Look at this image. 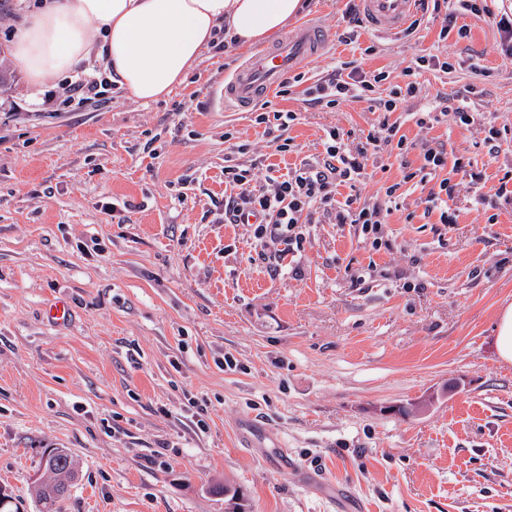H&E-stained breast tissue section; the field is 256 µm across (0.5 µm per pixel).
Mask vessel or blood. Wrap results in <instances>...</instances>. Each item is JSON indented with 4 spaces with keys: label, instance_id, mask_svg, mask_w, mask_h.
<instances>
[{
    "label": "vessel or blood",
    "instance_id": "vessel-or-blood-1",
    "mask_svg": "<svg viewBox=\"0 0 512 512\" xmlns=\"http://www.w3.org/2000/svg\"><path fill=\"white\" fill-rule=\"evenodd\" d=\"M370 26L380 33L401 30L415 11L416 0H360ZM324 43L321 26L300 25L275 45L248 58L225 81L220 104L228 112H244L267 98L300 65L313 61Z\"/></svg>",
    "mask_w": 512,
    "mask_h": 512
}]
</instances>
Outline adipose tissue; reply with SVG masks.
<instances>
[{
    "instance_id": "1",
    "label": "adipose tissue",
    "mask_w": 512,
    "mask_h": 512,
    "mask_svg": "<svg viewBox=\"0 0 512 512\" xmlns=\"http://www.w3.org/2000/svg\"><path fill=\"white\" fill-rule=\"evenodd\" d=\"M303 8L302 0H44L9 57L37 88L95 55L128 97L150 103L184 84L218 32L251 46Z\"/></svg>"
}]
</instances>
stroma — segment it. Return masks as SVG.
Segmentation results:
<instances>
[{
  "label": "stroma",
  "mask_w": 512,
  "mask_h": 512,
  "mask_svg": "<svg viewBox=\"0 0 512 512\" xmlns=\"http://www.w3.org/2000/svg\"><path fill=\"white\" fill-rule=\"evenodd\" d=\"M34 2L0 0V487L23 512L39 510L47 448L79 463L62 512H226L219 485L242 488L247 512H512V364L494 347L512 301V206L489 224L479 203L512 173V65L495 28L463 15L457 42L427 22L409 36L366 25L347 45V0H306L301 19L327 41L270 100L298 113L295 151L275 153L252 113L219 109L249 54L232 44L153 103L116 88L77 111L47 105L48 87L8 57ZM429 54L454 68L420 70L395 112L413 149L359 187L384 206L382 182L400 185L380 249L322 216L277 262L253 225L222 222L226 162L265 154L282 175L330 128L382 120L363 99L306 104L315 80L355 60L396 84ZM443 99L491 111L497 155L479 127L415 125ZM428 140L482 173L451 200L454 224L425 216L403 179ZM59 301L64 323L48 315Z\"/></svg>",
  "instance_id": "1"
}]
</instances>
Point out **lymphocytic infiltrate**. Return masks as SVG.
Segmentation results:
<instances>
[{"label": "lymphocytic infiltrate", "mask_w": 512, "mask_h": 512, "mask_svg": "<svg viewBox=\"0 0 512 512\" xmlns=\"http://www.w3.org/2000/svg\"><path fill=\"white\" fill-rule=\"evenodd\" d=\"M420 9L439 19V37L443 40L452 34L460 40L468 38L470 31L467 25L459 23L460 15L487 16L491 13L487 0H420ZM424 68L447 73L452 65L437 56L422 55L416 58L413 66L406 68L404 84L392 85L388 82L387 72L368 73L356 61L339 62L328 77L307 88L311 104L335 110L353 98L372 99L375 107L384 114L379 129L367 134L364 141L352 148L345 143L339 129H330L322 153L301 160L289 168L286 175L273 178V187L269 190L255 187L254 168L225 167L224 183L231 189L224 198L225 223L233 224L250 215L258 217L254 236L259 244L280 245L289 253L302 241L298 225L311 223L313 215L319 212L338 224L360 225L363 234L371 238L373 247H380L378 231L385 223L387 213L378 204H359L356 188L368 164L377 161L382 153L388 150L401 155L407 153V139L400 135L399 124L392 122L390 116L398 111L403 100L418 95L420 87L415 74ZM382 86L387 89L383 96L377 93ZM448 116L462 126L484 127V142L489 147H496L502 136L501 129L484 113L461 107L451 111L443 108L437 112L416 113L415 123L419 128L429 130ZM420 158V181L430 186L426 213H437L439 223H456L457 215L448 202L460 185L480 182V172L473 169L465 156L428 143L422 144Z\"/></svg>", "instance_id": "f902f5d3"}]
</instances>
